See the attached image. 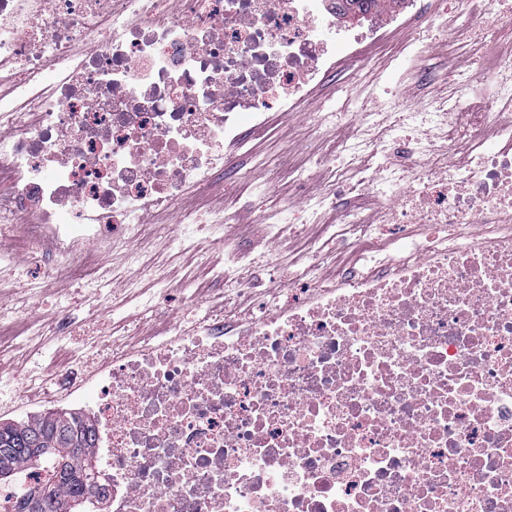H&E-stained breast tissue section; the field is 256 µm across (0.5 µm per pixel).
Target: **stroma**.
<instances>
[{"mask_svg": "<svg viewBox=\"0 0 512 512\" xmlns=\"http://www.w3.org/2000/svg\"><path fill=\"white\" fill-rule=\"evenodd\" d=\"M406 37V29H392L384 47L369 55L366 85L354 98V107H361L381 85L393 81L390 59ZM341 91V85L327 82L298 106L292 122L273 120L267 133L252 136L242 149H225L224 167L234 176L213 197L234 216L233 223L224 227L223 243L204 248L194 243L169 245L175 233L170 225L160 235L145 237L139 264L113 268L104 287L90 286L91 273L84 270L74 277L43 274L33 279L31 287L18 289L16 299L28 307V314L0 321V388L8 400L24 404L27 374L34 370L46 379H56L72 368L86 342H93L96 352L103 354L112 339L134 344L162 336L174 323L192 315L196 304L211 306L213 298L224 293L215 273L230 251L253 259L251 272L260 284L254 299L259 303L272 298L267 282L287 284L289 275L302 268L308 254L316 250L328 254L317 269L318 275L334 277L353 266L356 256L370 244L336 237L335 213H328L327 223L308 225L301 233L286 229L272 242L255 221L257 204L252 195L253 183L268 179L273 191L267 206L286 203L291 194L292 167L309 162L307 146L329 156L335 140L350 136L355 126L351 116L339 121L326 137L311 124L310 114L318 103L335 99ZM159 271L165 275V283H158L155 274ZM72 299L79 302L77 317L86 331L62 337L57 326L59 307Z\"/></svg>", "mask_w": 512, "mask_h": 512, "instance_id": "stroma-1", "label": "stroma"}]
</instances>
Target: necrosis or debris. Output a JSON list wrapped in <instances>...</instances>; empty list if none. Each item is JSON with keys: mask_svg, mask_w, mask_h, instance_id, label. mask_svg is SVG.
<instances>
[{"mask_svg": "<svg viewBox=\"0 0 512 512\" xmlns=\"http://www.w3.org/2000/svg\"><path fill=\"white\" fill-rule=\"evenodd\" d=\"M0 0V262L55 272L111 257L156 225L177 242L231 214L204 195L224 148L288 118L389 26L393 73L422 80L431 41L468 55L452 95L359 113L321 188L255 219L353 234L414 227L401 255L314 283L296 303L229 305L76 365L29 404L90 397L101 507L112 512H512V29L505 0ZM429 16L431 27L418 26ZM491 135H484V126ZM467 147L458 160L455 145Z\"/></svg>", "mask_w": 512, "mask_h": 512, "instance_id": "obj_1", "label": "necrosis or debris"}]
</instances>
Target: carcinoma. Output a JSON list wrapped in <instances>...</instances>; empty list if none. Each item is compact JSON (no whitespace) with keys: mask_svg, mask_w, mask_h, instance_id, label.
<instances>
[{"mask_svg":"<svg viewBox=\"0 0 512 512\" xmlns=\"http://www.w3.org/2000/svg\"><path fill=\"white\" fill-rule=\"evenodd\" d=\"M94 423L77 413L46 412L35 420L0 424V472L18 477L5 499L12 512H89L88 494L100 480L91 454ZM53 461L51 491L32 500L20 489L26 471Z\"/></svg>","mask_w":512,"mask_h":512,"instance_id":"1","label":"carcinoma"}]
</instances>
